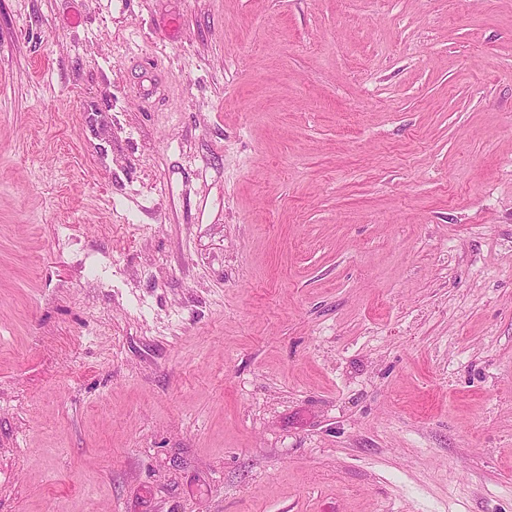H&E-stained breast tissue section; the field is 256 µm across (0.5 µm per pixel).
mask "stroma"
<instances>
[{
    "label": "stroma",
    "instance_id": "obj_1",
    "mask_svg": "<svg viewBox=\"0 0 512 512\" xmlns=\"http://www.w3.org/2000/svg\"><path fill=\"white\" fill-rule=\"evenodd\" d=\"M0 512H512V0H0Z\"/></svg>",
    "mask_w": 512,
    "mask_h": 512
}]
</instances>
